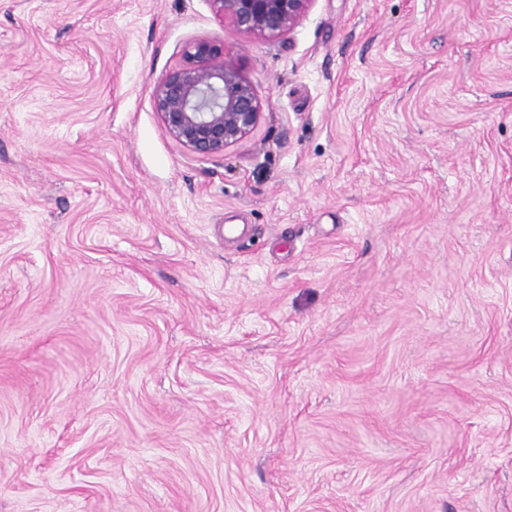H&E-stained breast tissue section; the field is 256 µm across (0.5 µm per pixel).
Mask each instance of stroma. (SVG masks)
<instances>
[{
  "instance_id": "stroma-1",
  "label": "stroma",
  "mask_w": 512,
  "mask_h": 512,
  "mask_svg": "<svg viewBox=\"0 0 512 512\" xmlns=\"http://www.w3.org/2000/svg\"><path fill=\"white\" fill-rule=\"evenodd\" d=\"M0 512H512V0H0ZM219 22L246 36L279 38L306 15L314 0H209ZM153 102L168 133L193 153H224L259 124L261 102L239 68L224 58V47L192 43L183 63L153 91Z\"/></svg>"
}]
</instances>
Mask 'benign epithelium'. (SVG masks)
I'll list each match as a JSON object with an SVG mask.
<instances>
[{"label": "benign epithelium", "mask_w": 512, "mask_h": 512, "mask_svg": "<svg viewBox=\"0 0 512 512\" xmlns=\"http://www.w3.org/2000/svg\"><path fill=\"white\" fill-rule=\"evenodd\" d=\"M219 22L246 36L279 38L292 31L314 0H209ZM153 102L168 133L193 153L221 154L259 124L261 102L239 68L224 58V46L192 43L183 63L153 91Z\"/></svg>", "instance_id": "1"}]
</instances>
